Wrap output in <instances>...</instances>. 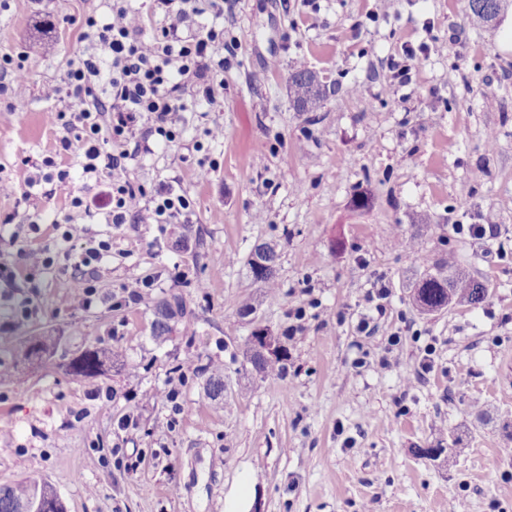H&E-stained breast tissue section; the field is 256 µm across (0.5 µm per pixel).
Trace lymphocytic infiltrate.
Listing matches in <instances>:
<instances>
[{
	"label": "lymphocytic infiltrate",
	"instance_id": "1",
	"mask_svg": "<svg viewBox=\"0 0 512 512\" xmlns=\"http://www.w3.org/2000/svg\"><path fill=\"white\" fill-rule=\"evenodd\" d=\"M163 19L156 34L145 36L148 14L129 0H112L105 21L85 17L79 39L85 49L67 62L61 78L71 100L69 110L48 113L50 124L65 130L57 155L82 159L84 181L71 199L72 208L92 216L105 203L109 224H167L185 216L189 201L170 183L146 192L129 177L136 154L151 153V135L164 142L177 138L176 125L189 99L215 101L224 86V56L220 34L205 16L221 17L224 0H153ZM148 129H141V121ZM58 239L82 242L74 258L78 273L72 300L92 305L100 295L98 270L112 250L111 239L92 240L85 225L67 217L57 227ZM47 248L19 247L14 264L0 265V283L32 279L52 269Z\"/></svg>",
	"mask_w": 512,
	"mask_h": 512
}]
</instances>
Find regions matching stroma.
I'll return each mask as SVG.
<instances>
[{"instance_id": "stroma-1", "label": "stroma", "mask_w": 512, "mask_h": 512, "mask_svg": "<svg viewBox=\"0 0 512 512\" xmlns=\"http://www.w3.org/2000/svg\"><path fill=\"white\" fill-rule=\"evenodd\" d=\"M110 4L0 0V55L27 58L20 97L0 96L14 105L0 113V178L24 184L53 155L63 131L47 115L70 108L60 75L84 47V18L105 19ZM217 25L237 46L223 94L185 112L177 144L129 167L145 189H184L189 240L178 221L115 227L98 214L89 234L112 238L101 301L70 298L77 242L36 287L0 284V485L38 475L67 512H227L233 499L239 512H512V0L493 26L468 0H226ZM407 44L427 57L401 82ZM300 62L327 86L307 112L288 95ZM51 189L0 197V263L16 261L13 231L54 245L70 208L67 189ZM359 194L371 208L353 207ZM468 224L498 231L482 242ZM402 233L417 252L400 248ZM267 243L279 253L272 296L246 266ZM449 253L488 295L424 315L410 288ZM138 280L147 287L128 301ZM376 281L388 297L365 334ZM174 294L184 313L154 337V305ZM296 323L287 373H256L247 337ZM28 336L57 341L61 356L111 351L112 367L13 376L9 350ZM170 383L173 401L157 394ZM437 447L450 460L419 454Z\"/></svg>"}]
</instances>
